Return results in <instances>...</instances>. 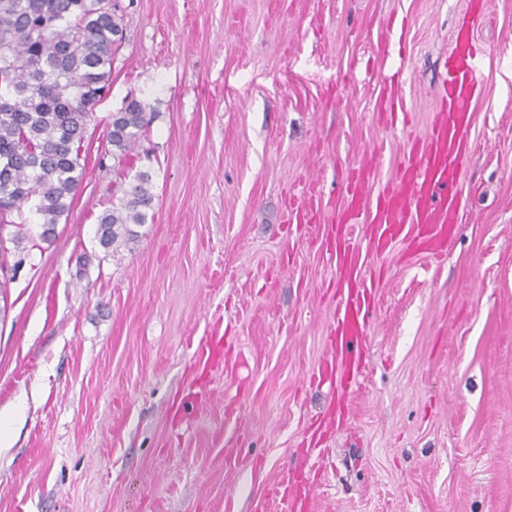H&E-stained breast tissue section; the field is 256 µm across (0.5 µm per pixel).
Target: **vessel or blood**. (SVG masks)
Segmentation results:
<instances>
[{
	"mask_svg": "<svg viewBox=\"0 0 512 512\" xmlns=\"http://www.w3.org/2000/svg\"><path fill=\"white\" fill-rule=\"evenodd\" d=\"M475 50L450 51L447 76L437 90L439 102L425 136L415 138L393 180L378 192L368 189L371 161L357 163L344 187L341 207L322 223L315 207L299 211L301 222L318 227L336 256L335 373L353 385L364 368L361 349L374 312L379 273L368 270L372 251L402 242L446 255L459 221L466 161L477 145L469 134L475 114L471 102L481 85ZM363 223L356 239L352 226Z\"/></svg>",
	"mask_w": 512,
	"mask_h": 512,
	"instance_id": "b4317fda",
	"label": "vessel or blood"
}]
</instances>
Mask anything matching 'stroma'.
Returning <instances> with one entry per match:
<instances>
[{"mask_svg":"<svg viewBox=\"0 0 512 512\" xmlns=\"http://www.w3.org/2000/svg\"><path fill=\"white\" fill-rule=\"evenodd\" d=\"M115 0L123 41L94 109L85 179L47 241L0 272V512H512V0ZM482 75L460 224L435 262L395 245L343 427L329 352L335 265L294 204L386 185L425 135L458 32ZM401 71L409 124H383ZM152 121L126 164L107 123ZM154 217L100 247L138 171ZM223 354L206 378L199 343Z\"/></svg>","mask_w":512,"mask_h":512,"instance_id":"1","label":"stroma"}]
</instances>
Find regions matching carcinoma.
<instances>
[{
  "label": "carcinoma",
  "instance_id": "obj_1",
  "mask_svg": "<svg viewBox=\"0 0 512 512\" xmlns=\"http://www.w3.org/2000/svg\"><path fill=\"white\" fill-rule=\"evenodd\" d=\"M121 19L104 0H0V226L38 224L48 239L85 176L87 127L112 81ZM143 105L112 113L108 142L118 162L144 137ZM152 176L133 182L98 217V238L117 249L153 209Z\"/></svg>",
  "mask_w": 512,
  "mask_h": 512
}]
</instances>
